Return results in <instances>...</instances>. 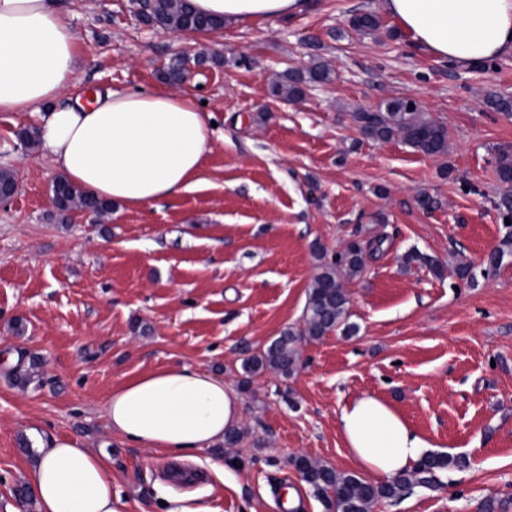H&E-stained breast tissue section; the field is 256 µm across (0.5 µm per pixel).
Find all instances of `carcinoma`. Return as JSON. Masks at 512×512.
Segmentation results:
<instances>
[{
	"label": "carcinoma",
	"instance_id": "obj_1",
	"mask_svg": "<svg viewBox=\"0 0 512 512\" xmlns=\"http://www.w3.org/2000/svg\"><path fill=\"white\" fill-rule=\"evenodd\" d=\"M140 18L150 26H157L172 33L213 30L221 21L194 12L187 0H141ZM349 26L352 30L371 34L379 31L382 22L372 12L354 14ZM185 62L176 57L163 73V78L176 83L184 77ZM332 69L322 61H315L304 69L284 73L273 84L272 91L287 99H299L307 89L331 81ZM361 132L368 138L388 142L401 138L416 151L437 156L447 152V128L426 118L419 104L408 98H392L375 110L360 109L354 113ZM498 181L512 185V151L502 150L495 158ZM52 194L59 197L56 211L66 220L74 209L90 211L103 217L112 211V204L85 194L66 179L59 177L52 185ZM383 240H351L331 263H325L313 280L307 295L304 326L289 327L274 338L259 354L243 359L242 369L253 377L271 371L288 377L297 368L300 344L305 339H320L326 334L341 330L354 331L348 323L350 299L344 280L361 275L365 269L368 251L381 250ZM292 465L321 501L324 512H372L381 500L394 501L407 495L415 486L430 484L435 473L451 466L460 467L464 460L438 453H427L409 470L386 483H371L356 474L339 473L318 464L306 456L291 459Z\"/></svg>",
	"mask_w": 512,
	"mask_h": 512
}]
</instances>
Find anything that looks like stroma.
<instances>
[{"label":"stroma","instance_id":"obj_1","mask_svg":"<svg viewBox=\"0 0 512 512\" xmlns=\"http://www.w3.org/2000/svg\"><path fill=\"white\" fill-rule=\"evenodd\" d=\"M69 3L81 87L148 90L173 57L203 52L209 62L182 87L216 125L194 187L113 208L103 223L80 211L62 223L58 174L22 138L36 117L0 112V169L20 183L0 204V512H35L14 490L39 441L55 436L109 459L123 512H282L287 488L303 512H323L290 460L354 472L337 420L365 393L435 452L468 461L373 512H482L490 498L512 512V254L485 265L512 235L494 207V158L512 147V118L487 103L512 95V55L457 68L410 47L391 18L374 34L351 30V15L378 11V0H311L295 18L216 35L145 26L134 0ZM315 58L331 82L298 100L272 94L278 76ZM393 97L447 128L446 154L361 133L354 112ZM424 195L432 207L419 205ZM354 238L384 241L345 284L355 332L303 342L290 377L245 379L243 359L301 323L321 264ZM414 250L442 273L405 263ZM461 264L474 281L457 277ZM33 357L38 371L20 385L15 368ZM171 365L239 392L236 445L178 462L107 427L112 388Z\"/></svg>","mask_w":512,"mask_h":512}]
</instances>
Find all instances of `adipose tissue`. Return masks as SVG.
<instances>
[{
	"instance_id": "obj_1",
	"label": "adipose tissue",
	"mask_w": 512,
	"mask_h": 512,
	"mask_svg": "<svg viewBox=\"0 0 512 512\" xmlns=\"http://www.w3.org/2000/svg\"><path fill=\"white\" fill-rule=\"evenodd\" d=\"M411 46L459 67L512 54V0H380ZM239 27L302 14L309 0H190ZM78 37L65 0H0V112L39 116V146L53 168L88 194L146 207L197 182L210 149V113L187 92L106 91L66 101ZM108 428L178 459L223 443L241 423V400L222 376L189 365L135 376L113 388ZM338 425L359 471L386 482L421 459L428 441L383 399L363 394ZM37 512H121L112 469L66 437L43 442L27 471Z\"/></svg>"
}]
</instances>
